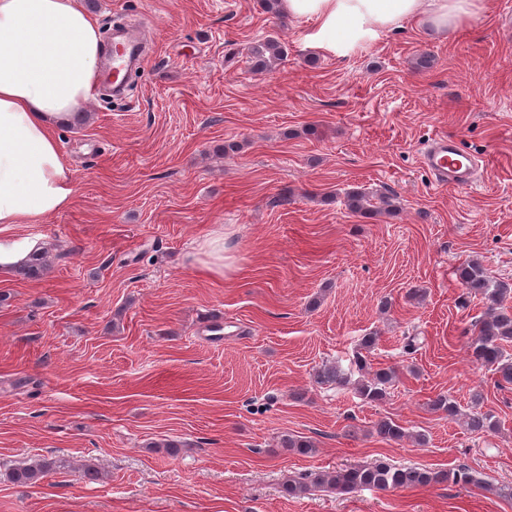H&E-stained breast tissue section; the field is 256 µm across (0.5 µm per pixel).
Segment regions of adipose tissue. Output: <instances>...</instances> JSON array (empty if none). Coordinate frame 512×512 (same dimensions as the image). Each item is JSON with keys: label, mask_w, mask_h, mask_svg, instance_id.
I'll return each mask as SVG.
<instances>
[{"label": "adipose tissue", "mask_w": 512, "mask_h": 512, "mask_svg": "<svg viewBox=\"0 0 512 512\" xmlns=\"http://www.w3.org/2000/svg\"><path fill=\"white\" fill-rule=\"evenodd\" d=\"M489 0H282L336 52L405 20L440 33ZM102 58L97 20L79 0H0V226L38 224L66 209L75 181L55 136L91 97Z\"/></svg>", "instance_id": "adipose-tissue-1"}]
</instances>
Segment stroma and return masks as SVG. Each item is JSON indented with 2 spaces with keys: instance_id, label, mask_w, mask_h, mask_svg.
Listing matches in <instances>:
<instances>
[{
  "instance_id": "35a3bbf8",
  "label": "stroma",
  "mask_w": 512,
  "mask_h": 512,
  "mask_svg": "<svg viewBox=\"0 0 512 512\" xmlns=\"http://www.w3.org/2000/svg\"><path fill=\"white\" fill-rule=\"evenodd\" d=\"M91 13L142 27L153 54L126 100L57 130L69 207L0 231L38 239L49 264L36 282L0 276V512H512L487 490L512 482V386L472 361L485 303L454 275L476 259L512 283V0L445 35L407 20L336 54L260 0ZM265 38L286 57L258 74L248 48ZM437 135L478 159L475 187L432 183L420 154ZM355 188L401 209L351 213ZM217 229L220 277L186 257ZM369 334L372 368L397 373L388 399L314 383L333 362L359 378ZM476 393L497 432L429 406L446 394L466 414ZM384 417L409 437L378 436ZM39 457L58 462L39 483L7 478ZM379 460L463 464L482 483L283 490Z\"/></svg>"
}]
</instances>
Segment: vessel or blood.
<instances>
[{
    "instance_id": "1",
    "label": "vessel or blood",
    "mask_w": 512,
    "mask_h": 512,
    "mask_svg": "<svg viewBox=\"0 0 512 512\" xmlns=\"http://www.w3.org/2000/svg\"><path fill=\"white\" fill-rule=\"evenodd\" d=\"M148 60V50L139 33L126 30L122 41L112 44V93L120 95L130 71L141 69ZM420 161L436 186L473 183V160L461 151L456 140L445 135L433 138L423 150Z\"/></svg>"
}]
</instances>
